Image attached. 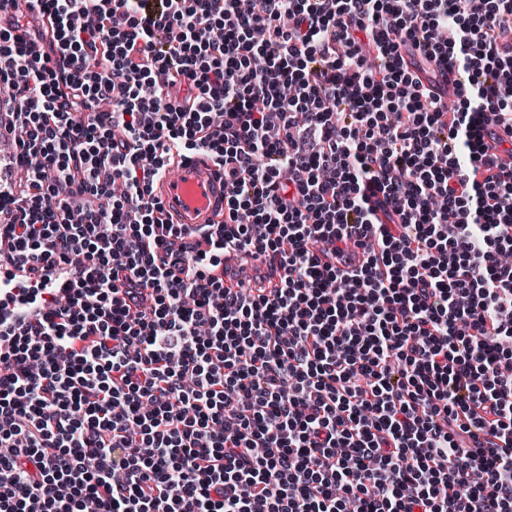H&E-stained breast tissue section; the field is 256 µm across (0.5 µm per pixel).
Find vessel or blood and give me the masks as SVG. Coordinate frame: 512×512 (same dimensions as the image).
Masks as SVG:
<instances>
[{"instance_id": "1", "label": "vessel or blood", "mask_w": 512, "mask_h": 512, "mask_svg": "<svg viewBox=\"0 0 512 512\" xmlns=\"http://www.w3.org/2000/svg\"><path fill=\"white\" fill-rule=\"evenodd\" d=\"M421 77L442 99L453 98L458 90L457 75L445 64L428 63ZM154 194L169 224H215L224 217V179L202 156L177 160L173 173L158 177Z\"/></svg>"}]
</instances>
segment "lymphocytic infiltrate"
<instances>
[{"mask_svg":"<svg viewBox=\"0 0 512 512\" xmlns=\"http://www.w3.org/2000/svg\"><path fill=\"white\" fill-rule=\"evenodd\" d=\"M12 2L0 512H512V0ZM402 55L408 68L417 72L426 83L435 89V92L443 100L446 101L454 97L458 90V78L453 69H450L443 63L433 61L425 67L426 71L420 72L416 69L415 59L408 49L403 48ZM453 104L452 100H448V107H452ZM154 195L167 224H217L224 219V177L202 156L176 161L172 174H161Z\"/></svg>","mask_w":512,"mask_h":512,"instance_id":"1","label":"lymphocytic infiltrate"}]
</instances>
